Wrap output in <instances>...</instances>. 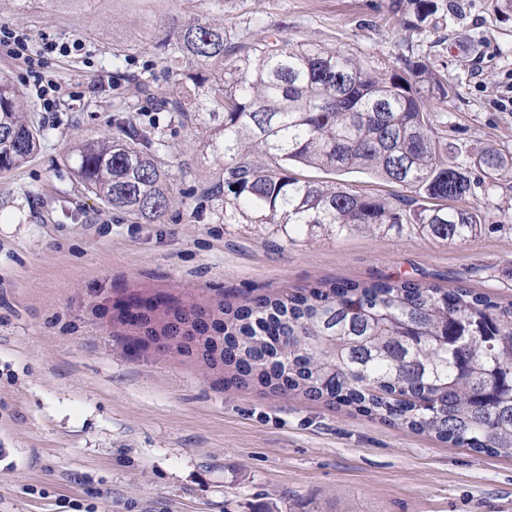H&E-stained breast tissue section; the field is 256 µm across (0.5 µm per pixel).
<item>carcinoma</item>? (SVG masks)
I'll return each instance as SVG.
<instances>
[{"label": "carcinoma", "instance_id": "obj_1", "mask_svg": "<svg viewBox=\"0 0 512 512\" xmlns=\"http://www.w3.org/2000/svg\"><path fill=\"white\" fill-rule=\"evenodd\" d=\"M408 5L411 28L433 21L434 0ZM168 60L176 80L191 85L192 101L176 108L207 111L196 134L223 164L212 196L224 197L226 224L241 216L288 233L324 227L341 236L409 223L454 243L481 225L465 205L471 171L493 183L509 173L498 150L463 157L448 143V117L429 104L448 98V83L430 62L377 71L341 49L276 34L244 51L224 28L202 22L178 32ZM25 112L23 93L1 74V173L37 148ZM116 129L73 146L75 176L133 222L157 224L171 191L161 143L146 127L119 120ZM256 154L265 166L255 165ZM298 164L368 173L404 194L389 200L300 180L288 173ZM119 316L148 336L203 337L204 362L229 368L241 385L353 407L454 446L512 456V302L398 278L301 288L206 312L135 301Z\"/></svg>", "mask_w": 512, "mask_h": 512}]
</instances>
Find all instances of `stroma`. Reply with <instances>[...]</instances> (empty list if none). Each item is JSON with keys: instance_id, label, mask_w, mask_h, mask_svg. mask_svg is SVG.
<instances>
[{"instance_id": "stroma-1", "label": "stroma", "mask_w": 512, "mask_h": 512, "mask_svg": "<svg viewBox=\"0 0 512 512\" xmlns=\"http://www.w3.org/2000/svg\"><path fill=\"white\" fill-rule=\"evenodd\" d=\"M411 29L407 0H0V26L33 40L81 39L42 71L73 95L43 111L27 63L0 52L27 97L40 144L0 173V512H59L67 495L94 512H512V457L478 454L426 433L296 394H263L196 352L158 350L117 317L132 297L214 308L324 281L408 278L512 301V179L476 187L482 230L451 244L416 227L286 236L279 225L224 221L209 194L221 169L182 98L163 44L195 21L241 46L275 33L380 67L426 59L453 88L448 141L512 156L506 0H439ZM150 125L173 193L161 223L135 224L87 194L67 162L78 140L116 119ZM295 177L390 198L366 173L297 167Z\"/></svg>"}]
</instances>
